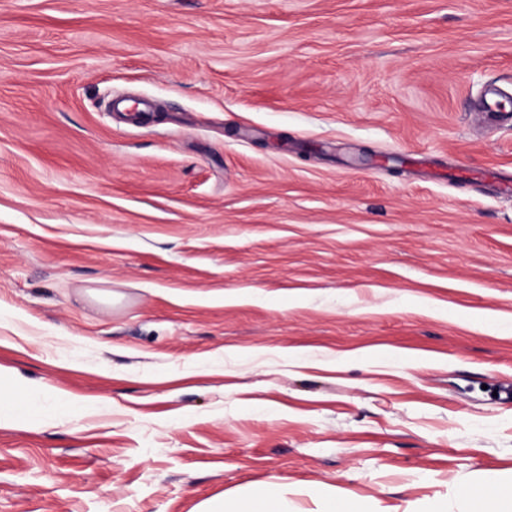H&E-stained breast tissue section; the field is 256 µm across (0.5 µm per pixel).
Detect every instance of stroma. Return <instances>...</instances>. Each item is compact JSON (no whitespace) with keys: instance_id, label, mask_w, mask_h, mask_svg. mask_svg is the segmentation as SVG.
I'll list each match as a JSON object with an SVG mask.
<instances>
[{"instance_id":"1","label":"stroma","mask_w":512,"mask_h":512,"mask_svg":"<svg viewBox=\"0 0 512 512\" xmlns=\"http://www.w3.org/2000/svg\"><path fill=\"white\" fill-rule=\"evenodd\" d=\"M512 0H0V512L512 483Z\"/></svg>"}]
</instances>
